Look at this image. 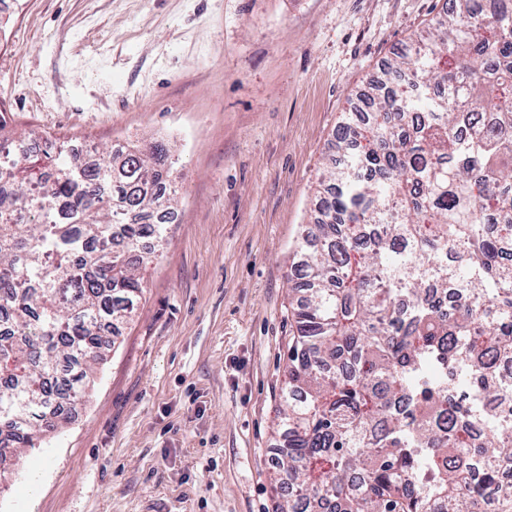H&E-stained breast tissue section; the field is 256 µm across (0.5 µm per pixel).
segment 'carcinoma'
<instances>
[{"mask_svg": "<svg viewBox=\"0 0 512 512\" xmlns=\"http://www.w3.org/2000/svg\"><path fill=\"white\" fill-rule=\"evenodd\" d=\"M371 90L287 275L278 510L482 512L512 469V414L487 405L512 395V0H452ZM40 140L0 121V463L86 395L175 216L164 142L82 170Z\"/></svg>", "mask_w": 512, "mask_h": 512, "instance_id": "1", "label": "carcinoma"}]
</instances>
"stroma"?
<instances>
[{
    "mask_svg": "<svg viewBox=\"0 0 512 512\" xmlns=\"http://www.w3.org/2000/svg\"><path fill=\"white\" fill-rule=\"evenodd\" d=\"M446 0H6L0 121L58 146L150 139L176 214L64 428L0 512H276L287 276L323 158Z\"/></svg>",
    "mask_w": 512,
    "mask_h": 512,
    "instance_id": "1",
    "label": "stroma"
}]
</instances>
